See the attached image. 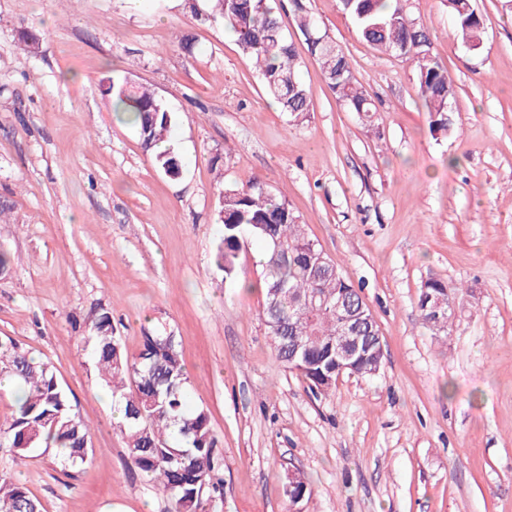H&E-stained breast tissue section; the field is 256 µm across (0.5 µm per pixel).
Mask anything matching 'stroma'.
Returning <instances> with one entry per match:
<instances>
[{
    "mask_svg": "<svg viewBox=\"0 0 512 512\" xmlns=\"http://www.w3.org/2000/svg\"><path fill=\"white\" fill-rule=\"evenodd\" d=\"M302 2L349 58L373 126L327 86L293 0L269 4L309 90L299 122L223 25L198 21L208 0H0V339L50 364L94 446L66 469L54 450L0 445V475L44 512H172L131 465L82 340L100 304L129 352L158 316L178 336L223 458L209 512H290L296 470L303 512H512V0H473L476 49L446 0H408L456 85L437 134L412 60L363 41L340 0ZM125 77L172 110L179 177L115 112L104 82ZM253 178L360 288L383 341L377 376L313 394L262 319V243L245 239L236 278L216 270L219 192ZM430 278L457 290L445 332L417 308Z\"/></svg>",
    "mask_w": 512,
    "mask_h": 512,
    "instance_id": "1",
    "label": "stroma"
}]
</instances>
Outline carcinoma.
Returning <instances> with one entry per match:
<instances>
[{
    "mask_svg": "<svg viewBox=\"0 0 512 512\" xmlns=\"http://www.w3.org/2000/svg\"><path fill=\"white\" fill-rule=\"evenodd\" d=\"M210 2V12L200 20L221 22L224 30L236 37L242 54L282 111L296 121L306 118L310 102L297 79L294 45L268 0ZM341 4L355 21L358 35L378 50L408 59L414 52L429 51L428 30L410 16L406 0H341ZM448 10L462 42L478 46L483 24L471 0H448ZM295 25L337 100L357 113L364 124L372 125L371 100L340 46L328 45L332 37L302 8ZM414 63L430 127L449 130V104L456 86L448 78V69L430 55ZM107 92L115 111L133 119L145 144L156 146L164 141L173 116L153 91L124 79L109 82ZM220 199L223 232L214 266L231 278L238 270L243 238L263 244L262 318L275 352L290 369V337L303 338L308 344L310 368L302 377L317 393L334 390L335 347L331 343L336 341L340 319L333 304L342 290H352L356 299L359 291L336 261L307 235L299 215L260 180L254 178L241 188L226 187ZM446 288L443 281L429 279L418 298L423 320L437 331L446 330L455 318L453 309L437 315L432 311V297ZM314 296L316 307L300 309V301ZM88 331L82 340L91 347L101 379L112 392L113 408L123 412L118 428L131 464L171 500L173 512H206L207 503L224 496L221 460L208 409L189 405L188 375L172 330L159 319L152 322L143 329L139 350L131 354L112 329L111 312L97 306L88 317ZM3 373L20 383L21 398L16 413L0 423V441L23 453L44 444L56 449L64 467L85 464L93 453L91 428L75 411L49 364L11 341L0 342ZM0 512H43V505L25 486L0 476Z\"/></svg>",
    "mask_w": 512,
    "mask_h": 512,
    "instance_id": "cac0c4a2",
    "label": "carcinoma"
}]
</instances>
